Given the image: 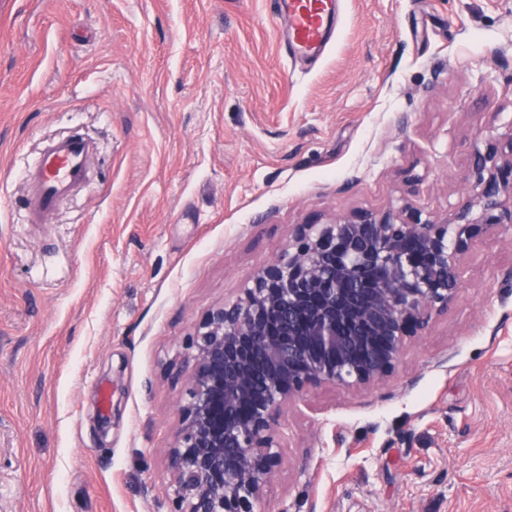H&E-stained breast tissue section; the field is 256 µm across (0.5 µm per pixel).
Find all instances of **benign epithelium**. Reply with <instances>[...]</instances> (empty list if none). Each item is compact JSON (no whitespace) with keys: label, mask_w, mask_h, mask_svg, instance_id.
I'll use <instances>...</instances> for the list:
<instances>
[{"label":"benign epithelium","mask_w":512,"mask_h":512,"mask_svg":"<svg viewBox=\"0 0 512 512\" xmlns=\"http://www.w3.org/2000/svg\"><path fill=\"white\" fill-rule=\"evenodd\" d=\"M451 213L409 206L295 225L288 247L188 337L168 512H258L282 463L276 429L310 390L394 373L411 334L448 310L473 236L512 224V132L474 150Z\"/></svg>","instance_id":"obj_1"}]
</instances>
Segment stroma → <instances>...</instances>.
I'll return each instance as SVG.
<instances>
[{
  "label": "stroma",
  "mask_w": 512,
  "mask_h": 512,
  "mask_svg": "<svg viewBox=\"0 0 512 512\" xmlns=\"http://www.w3.org/2000/svg\"><path fill=\"white\" fill-rule=\"evenodd\" d=\"M274 0H0V512H167L186 340L294 225L445 215L512 131V0H343L292 63ZM88 184L23 221L24 157ZM384 384L286 414L262 512H512V226ZM94 154L91 141L68 135L47 141L23 169L27 185V224H42L58 206L89 180Z\"/></svg>",
  "instance_id": "stroma-1"
}]
</instances>
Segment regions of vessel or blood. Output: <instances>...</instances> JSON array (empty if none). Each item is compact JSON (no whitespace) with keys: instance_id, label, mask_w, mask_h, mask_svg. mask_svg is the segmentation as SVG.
Listing matches in <instances>:
<instances>
[{"instance_id":"vessel-or-blood-1","label":"vessel or blood","mask_w":512,"mask_h":512,"mask_svg":"<svg viewBox=\"0 0 512 512\" xmlns=\"http://www.w3.org/2000/svg\"><path fill=\"white\" fill-rule=\"evenodd\" d=\"M286 21L287 56L317 61L330 46L339 20L341 0H276ZM94 147L88 139L68 135L47 141L22 178L27 185V221L44 223L58 206L89 180Z\"/></svg>"}]
</instances>
